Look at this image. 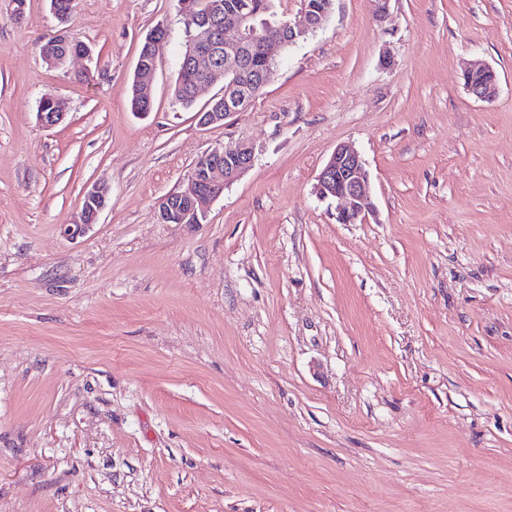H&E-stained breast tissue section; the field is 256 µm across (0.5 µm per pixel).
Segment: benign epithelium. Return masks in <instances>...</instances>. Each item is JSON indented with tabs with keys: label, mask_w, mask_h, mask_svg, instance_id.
<instances>
[{
	"label": "benign epithelium",
	"mask_w": 512,
	"mask_h": 512,
	"mask_svg": "<svg viewBox=\"0 0 512 512\" xmlns=\"http://www.w3.org/2000/svg\"><path fill=\"white\" fill-rule=\"evenodd\" d=\"M331 8L325 2L324 7L317 11L308 0H300L299 11L294 18L277 26H269L260 40V53L267 60L265 69L256 78L243 76L241 56L242 48H250L256 38V30L251 25L249 16L243 11H236L232 6L216 3L196 19V34L187 45L186 60L198 70L206 71L208 78L198 85L203 88L219 79H224V94L221 104L222 112H207L200 117L204 125L221 124L224 119L244 110L250 105L249 98L263 88L275 66L280 52L285 45L291 46L306 40L322 26ZM233 32V37L224 38V55L215 51L216 32ZM161 42L158 36L149 41L150 59L137 63V80L142 93L150 92L155 72L156 47ZM88 46L79 50H70L66 43H54L44 47L42 55L52 67H60L69 59L89 55ZM493 73L489 67L471 68L464 72V86L474 98L493 101L498 92L497 80L493 79L483 85H475L469 76L475 73ZM53 111L39 113L40 121L46 126L59 124L65 115L61 100L51 98ZM216 153H224V162L214 163L199 171L192 169L180 191L174 197H165L157 208V219L167 224H199L206 216L209 204L216 200L224 191V186L239 178L249 170L255 158L253 147L238 142L226 144L214 149ZM370 192V180L365 163L359 153L351 147L340 144L336 146L326 164L322 168L316 184V193L323 199H336V220L341 224L355 223L365 217V202ZM106 205V191L100 187H92L84 194L80 220L75 225L67 224L64 233L72 235L84 227L97 223L99 215Z\"/></svg>",
	"instance_id": "benign-epithelium-1"
}]
</instances>
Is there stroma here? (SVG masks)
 Listing matches in <instances>:
<instances>
[{"instance_id":"obj_1","label":"stroma","mask_w":512,"mask_h":512,"mask_svg":"<svg viewBox=\"0 0 512 512\" xmlns=\"http://www.w3.org/2000/svg\"><path fill=\"white\" fill-rule=\"evenodd\" d=\"M372 12L334 0L204 126L223 86L175 104L177 0H74L65 24L0 0V512H512V0ZM64 30L92 55L54 68ZM231 141L253 166L202 223H159ZM341 143L370 177L355 224L315 192ZM164 39L165 38H158V36L154 35L149 41L148 46L150 60H142L137 63L136 76L142 87L141 96L145 93L149 94L152 88L155 72L156 47ZM481 72H487V73L492 74L493 79L490 82L483 84V85L473 84L470 81L469 76L473 75L475 73H481ZM464 79H466V82L464 83L466 90L468 91V93L470 95H472L477 100H481L484 102H492L496 98L497 92H498V86H497L496 75L491 68L477 67V68L468 69L463 74V80ZM106 196V191L100 187L93 186L87 190L83 197L79 222L77 224L65 225L64 233L69 236L83 227L96 224L101 211L106 205ZM72 226L75 227L72 228Z\"/></svg>"}]
</instances>
